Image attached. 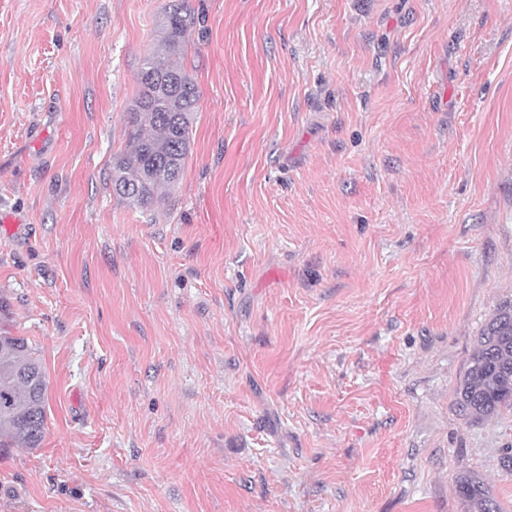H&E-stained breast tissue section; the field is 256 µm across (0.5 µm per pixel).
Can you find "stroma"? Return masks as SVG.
Instances as JSON below:
<instances>
[{
  "label": "stroma",
  "mask_w": 512,
  "mask_h": 512,
  "mask_svg": "<svg viewBox=\"0 0 512 512\" xmlns=\"http://www.w3.org/2000/svg\"><path fill=\"white\" fill-rule=\"evenodd\" d=\"M183 174L115 195L168 8ZM0 328L48 377L0 512H512L457 391L512 299V0H0ZM459 501L471 512H503L490 486L473 471H461L453 481Z\"/></svg>",
  "instance_id": "obj_1"
}]
</instances>
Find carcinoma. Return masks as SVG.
I'll list each match as a JSON object with an SVG mask.
<instances>
[{"mask_svg":"<svg viewBox=\"0 0 512 512\" xmlns=\"http://www.w3.org/2000/svg\"><path fill=\"white\" fill-rule=\"evenodd\" d=\"M193 18L183 8L165 12L159 48L138 73L140 93L128 111V151L113 166L115 194L144 208L180 180L199 90L180 59ZM48 381L25 338L0 331V450L37 448L46 422ZM459 415L479 423L512 409V300L497 305L482 326L458 388ZM453 490L469 512H503L490 486L461 471Z\"/></svg>","mask_w":512,"mask_h":512,"instance_id":"obj_1","label":"carcinoma"}]
</instances>
